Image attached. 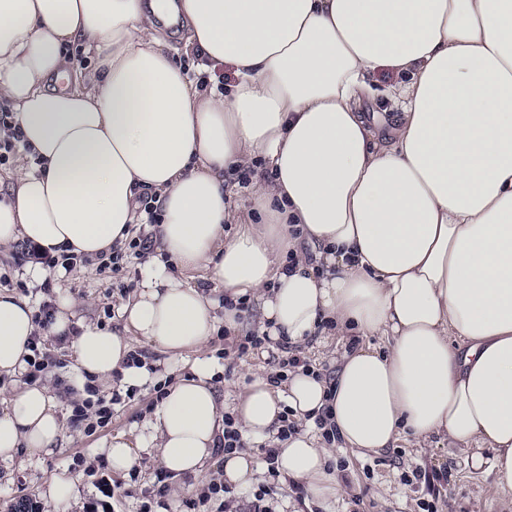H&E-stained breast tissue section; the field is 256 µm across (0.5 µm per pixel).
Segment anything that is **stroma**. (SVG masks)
Wrapping results in <instances>:
<instances>
[{
  "label": "stroma",
  "instance_id": "35a3bbf8",
  "mask_svg": "<svg viewBox=\"0 0 512 512\" xmlns=\"http://www.w3.org/2000/svg\"><path fill=\"white\" fill-rule=\"evenodd\" d=\"M168 44L177 61L192 65L194 71H205L207 79L227 88L235 84L233 67H205L198 50L186 46L182 33H169ZM402 82V76L393 70H376L369 78L371 92L362 96V111L380 115L394 112ZM138 278L139 269L134 263L117 274L108 270L97 272L95 264L89 263L70 275L52 277L50 287L64 289L80 300L79 316L106 323L118 331L122 324L112 313L121 296L113 291L112 285L121 280L133 288ZM44 346L60 362L53 374L62 378L63 383L51 386L50 394L64 425V438L53 455L32 459L24 466L16 465L9 470L0 464V512H9L11 505L24 499L39 500L42 480L63 469L73 473L85 490L80 502L70 506L68 512H90L94 505L106 506L109 512H140L145 498L152 495L160 472L155 452L142 451L136 470L122 476L112 474L97 449L105 440L129 431L149 414V405L156 396L154 382L138 387L133 399L115 406L109 425L88 434L70 422L73 403L85 397V379L77 370L71 345L51 336ZM345 348V343L337 341L335 333L327 330L311 337L300 346L299 352L321 374L329 377ZM272 370L271 359L265 353L230 363L228 372L216 382L220 400L232 403L254 374H267ZM330 468L345 486L344 495L337 501L305 502L302 487L288 480L275 482L266 476L261 483L275 485L273 505L277 512L286 507L291 512H423L422 505L426 502L432 504V512H507L512 507L499 501L490 475L473 470L466 464L462 452L438 440L423 445L404 438L379 455H363L350 448L337 447L333 450ZM420 469L435 473L433 486L415 479L414 473Z\"/></svg>",
  "mask_w": 512,
  "mask_h": 512
}]
</instances>
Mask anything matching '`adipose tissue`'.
<instances>
[{"label":"adipose tissue","mask_w":512,"mask_h":512,"mask_svg":"<svg viewBox=\"0 0 512 512\" xmlns=\"http://www.w3.org/2000/svg\"><path fill=\"white\" fill-rule=\"evenodd\" d=\"M178 17L202 57L233 66L231 94L173 60L158 25ZM74 45L94 61L77 80ZM380 67L409 80L374 126L359 101ZM0 97L35 162L0 197V245L95 258L147 223L141 193L160 206L122 331L78 317L66 294L41 330L29 300L0 293V374L26 370L41 330L68 337L96 379L164 380L127 366L132 341L177 355L238 332L215 285L255 296L271 339L302 343L327 322L358 340L334 379L298 367L279 388L257 375L232 406L257 441L284 410L307 423L279 442L278 469L308 499L343 492L309 428L326 412L352 449L447 439L512 501V0H0ZM259 159L272 178L253 191L254 223L226 203L224 172ZM194 271L204 286L183 280ZM222 371L197 359L137 433L105 442L112 472L153 448L171 479L200 474L221 432ZM63 437L48 386H25L0 413V462Z\"/></svg>","instance_id":"1"}]
</instances>
